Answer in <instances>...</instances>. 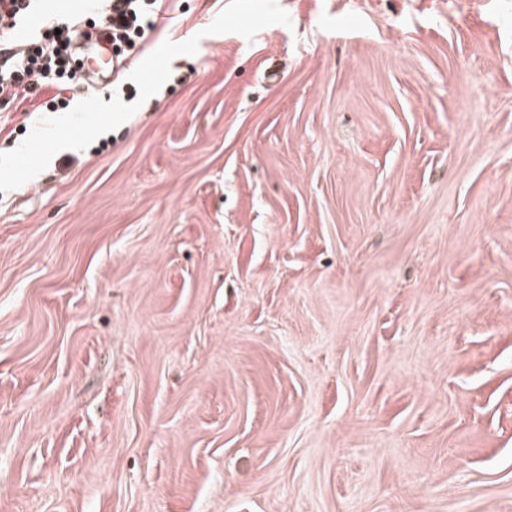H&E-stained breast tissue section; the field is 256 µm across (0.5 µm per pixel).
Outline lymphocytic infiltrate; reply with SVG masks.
Instances as JSON below:
<instances>
[{
    "label": "lymphocytic infiltrate",
    "mask_w": 512,
    "mask_h": 512,
    "mask_svg": "<svg viewBox=\"0 0 512 512\" xmlns=\"http://www.w3.org/2000/svg\"><path fill=\"white\" fill-rule=\"evenodd\" d=\"M42 0H0V112L17 110L29 94L45 86L56 93L43 108L67 109L68 92L78 83L70 60L82 24L66 16L47 22L34 38L17 42L19 26L35 15ZM167 0H94L96 26L111 37L117 59L133 50H145L167 12Z\"/></svg>",
    "instance_id": "lymphocytic-infiltrate-1"
}]
</instances>
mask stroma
<instances>
[{"mask_svg": "<svg viewBox=\"0 0 512 512\" xmlns=\"http://www.w3.org/2000/svg\"><path fill=\"white\" fill-rule=\"evenodd\" d=\"M0 127V512H512V0H172ZM92 42H96L99 44L100 49L90 58L85 59V77L86 80L98 87H103L106 83L112 80V56L108 50L109 45L107 42L100 36L96 37L94 40L80 38V45H88ZM109 52V54H105Z\"/></svg>", "mask_w": 512, "mask_h": 512, "instance_id": "1", "label": "stroma"}]
</instances>
